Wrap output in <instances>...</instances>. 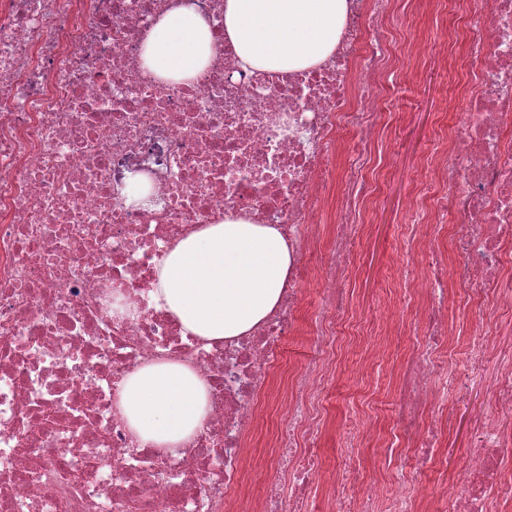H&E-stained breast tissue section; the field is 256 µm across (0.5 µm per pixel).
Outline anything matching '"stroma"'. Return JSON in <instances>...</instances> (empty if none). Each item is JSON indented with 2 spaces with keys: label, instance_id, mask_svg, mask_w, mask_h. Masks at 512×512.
Returning a JSON list of instances; mask_svg holds the SVG:
<instances>
[{
  "label": "stroma",
  "instance_id": "obj_1",
  "mask_svg": "<svg viewBox=\"0 0 512 512\" xmlns=\"http://www.w3.org/2000/svg\"><path fill=\"white\" fill-rule=\"evenodd\" d=\"M469 7V0H454L449 6L443 0H414L411 6L400 10L395 20L396 38L402 44L429 36L437 25L448 26L447 56H426L418 63L415 78L398 77L384 92L386 105L396 114L382 142L388 168L378 205L370 216L353 266L351 302L357 320L366 325L376 322L383 302L388 301L404 328L400 335L385 338V355L379 362H371L362 342L343 351L337 359L334 394L373 391L380 400H389L394 360L418 343L414 314L404 297L397 245L409 222L411 191L425 179L421 167L423 155L432 149L439 136L448 133L456 114L466 109L462 90L471 79L464 29ZM495 372V362H488L483 373L470 382L463 400L457 403L462 426L459 432L448 434L437 469L419 475L405 466L401 469L404 476L418 479L431 490L447 489L453 479L452 461L464 453L486 410L484 390L493 381Z\"/></svg>",
  "mask_w": 512,
  "mask_h": 512
}]
</instances>
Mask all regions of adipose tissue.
<instances>
[{
    "label": "adipose tissue",
    "mask_w": 512,
    "mask_h": 512,
    "mask_svg": "<svg viewBox=\"0 0 512 512\" xmlns=\"http://www.w3.org/2000/svg\"><path fill=\"white\" fill-rule=\"evenodd\" d=\"M345 10V0H224V32L243 69H300L330 53ZM212 52L207 20L190 0H181L153 26L142 58L160 78L181 82L196 77ZM290 262L275 227L227 219L171 249L158 268L153 298L185 332L221 341L269 314ZM119 408L140 442L175 448L206 417L207 385L187 366L155 363L126 378Z\"/></svg>",
    "instance_id": "adipose-tissue-1"
}]
</instances>
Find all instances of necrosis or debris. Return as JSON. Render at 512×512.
Returning a JSON list of instances; mask_svg holds the SVG:
<instances>
[{
    "label": "necrosis or debris",
    "instance_id": "1",
    "mask_svg": "<svg viewBox=\"0 0 512 512\" xmlns=\"http://www.w3.org/2000/svg\"><path fill=\"white\" fill-rule=\"evenodd\" d=\"M175 0H0V512H490L512 507V0H474L467 109L424 160L399 243L403 288L423 341L405 355L382 436L383 466L359 448L378 436V399L347 394L349 453L325 471L320 443L340 338L351 326L356 248L387 167L393 123L380 90L398 0H346L329 57L305 69L248 72L224 34V0H192L214 54L186 82L142 62ZM344 175H337V161ZM134 177L149 186L129 201ZM456 224L447 225V215ZM279 227L291 255L277 306L248 333L207 342L152 298L158 265L190 233L224 219ZM450 242L454 258L438 253ZM308 347L274 395L275 367L299 328ZM488 307L470 325L465 370L446 358L448 294ZM191 367L209 412L178 447L138 443L118 407L125 378L157 361ZM497 364L462 479L433 493L386 471L409 451L435 469L453 425L450 396ZM275 451L252 454L266 408ZM267 476L262 495L247 473Z\"/></svg>",
    "mask_w": 512,
    "mask_h": 512
}]
</instances>
